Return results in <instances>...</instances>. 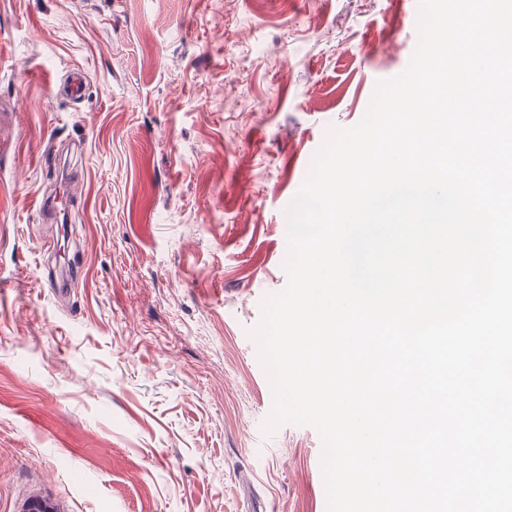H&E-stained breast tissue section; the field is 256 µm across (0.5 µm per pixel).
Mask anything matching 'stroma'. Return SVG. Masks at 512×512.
Here are the masks:
<instances>
[{
  "mask_svg": "<svg viewBox=\"0 0 512 512\" xmlns=\"http://www.w3.org/2000/svg\"><path fill=\"white\" fill-rule=\"evenodd\" d=\"M420 0H0V512H327L248 332ZM88 77L71 101L56 85ZM77 179L68 221L40 219Z\"/></svg>",
  "mask_w": 512,
  "mask_h": 512,
  "instance_id": "obj_1",
  "label": "stroma"
}]
</instances>
